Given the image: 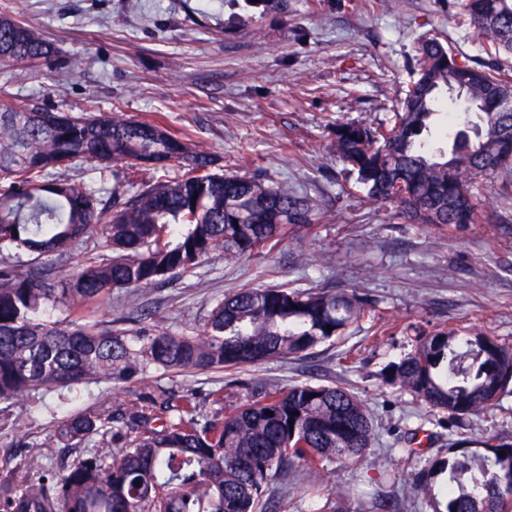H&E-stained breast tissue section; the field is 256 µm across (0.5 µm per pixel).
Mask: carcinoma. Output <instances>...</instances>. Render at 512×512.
Listing matches in <instances>:
<instances>
[{
    "mask_svg": "<svg viewBox=\"0 0 512 512\" xmlns=\"http://www.w3.org/2000/svg\"><path fill=\"white\" fill-rule=\"evenodd\" d=\"M463 8L490 50L512 53V0H464ZM55 56L39 30L0 13V65H49ZM418 57L394 125H337L336 158L352 167L373 201L395 206L406 221L476 224L479 205L461 216L448 202L473 194L476 169L496 149L500 115L488 98L512 82L493 65L458 59L435 38L419 43ZM450 65L467 76L465 111L479 118L478 133L460 130L450 153L433 154L425 134L440 116ZM119 162L123 190H96L60 172ZM215 163L213 153L159 122L20 105L0 92V402L90 380L127 384L149 372L301 358L365 317L369 303L354 292H306L286 283L216 301L195 331L103 327L75 316L78 306L114 289L191 276L217 249L231 258L258 254L316 223L311 199L246 175L214 173ZM177 167L187 171L170 176ZM143 171L151 179L137 178ZM95 235L105 251L90 252L72 274L54 275L73 246ZM511 371V346L438 332L421 337L384 379L451 421L494 406L512 386ZM209 402L221 408L210 417L195 392L156 383L130 405L67 416L56 427V445L74 448L96 435L102 447L85 451L61 475L5 478L0 512H266L267 497L297 469L356 465L375 440L362 401L336 385L257 384L227 410L219 388ZM418 479L433 512H505L512 442L450 438L448 455L426 460Z\"/></svg>",
    "mask_w": 512,
    "mask_h": 512,
    "instance_id": "cac0c4a2",
    "label": "carcinoma"
}]
</instances>
